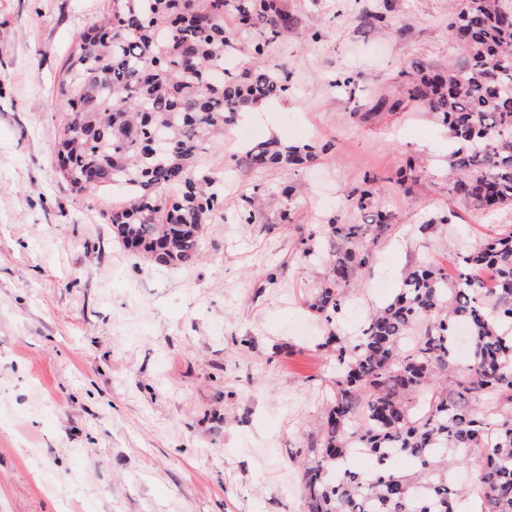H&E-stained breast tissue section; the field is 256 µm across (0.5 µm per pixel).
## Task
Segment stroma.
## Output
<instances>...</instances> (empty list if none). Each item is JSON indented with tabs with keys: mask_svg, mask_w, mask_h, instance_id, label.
<instances>
[{
	"mask_svg": "<svg viewBox=\"0 0 512 512\" xmlns=\"http://www.w3.org/2000/svg\"><path fill=\"white\" fill-rule=\"evenodd\" d=\"M279 4L299 20L269 52L289 90L199 156L224 177V212L201 260L175 269L113 241L103 214L118 191L75 195L54 162L62 66L109 0H0V512H306L293 456L317 434L336 365L306 305L324 267L301 237L337 215L364 223L345 197L378 175L393 227L340 316L353 336L407 268L447 265L512 225V208L449 197L447 127L400 104L403 62L435 70L454 55L450 0ZM268 139L317 153L295 171H226L228 153ZM409 165L420 179L407 196ZM247 206L262 223H244ZM450 210L455 220L418 233Z\"/></svg>",
	"mask_w": 512,
	"mask_h": 512,
	"instance_id": "35a3bbf8",
	"label": "stroma"
}]
</instances>
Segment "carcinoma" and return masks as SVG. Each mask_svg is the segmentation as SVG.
Instances as JSON below:
<instances>
[{"mask_svg": "<svg viewBox=\"0 0 512 512\" xmlns=\"http://www.w3.org/2000/svg\"><path fill=\"white\" fill-rule=\"evenodd\" d=\"M109 2L64 63L58 96L70 112L57 143L60 170L76 195L123 190L126 205L107 220L127 250L189 268L224 208L223 184L196 160L243 112L288 92L289 73L267 50L298 21L277 0ZM227 12L259 32L245 52L224 28ZM448 34L460 55L447 70L400 71L408 99L448 126V195L484 210L512 207V0H461ZM314 157L307 145L271 139L245 147L234 163L298 168ZM377 182L366 175L346 197V207L371 210L373 223L332 217L324 225L333 251L307 305L328 326L389 232ZM451 263V279L440 266L408 269L398 295L357 336L329 331L336 380L320 439L307 448V512H457L465 491L448 468L467 462L480 465L479 512H512V228ZM487 265L498 273L495 288L475 274ZM461 320L471 332L465 366L455 357ZM424 385L431 392L420 404ZM354 448L371 455L368 470L349 466ZM397 455L416 469L394 470Z\"/></svg>", "mask_w": 512, "mask_h": 512, "instance_id": "1", "label": "carcinoma"}]
</instances>
